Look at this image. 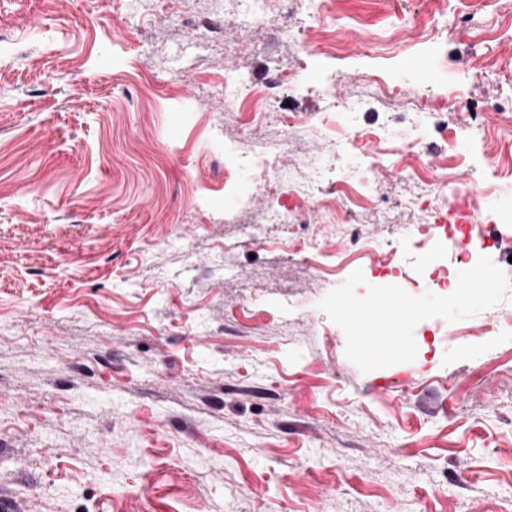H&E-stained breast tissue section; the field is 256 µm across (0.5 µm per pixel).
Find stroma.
Masks as SVG:
<instances>
[{"label": "stroma", "mask_w": 512, "mask_h": 512, "mask_svg": "<svg viewBox=\"0 0 512 512\" xmlns=\"http://www.w3.org/2000/svg\"><path fill=\"white\" fill-rule=\"evenodd\" d=\"M224 2L0 0V512H512V334L484 331L512 322V262L486 251L465 304L435 294L410 244L419 186L376 165L388 213L351 222L377 267L352 272L373 288L404 267L415 312L361 343L372 310L342 288L321 203L269 224L281 190L224 195L225 142L287 137L331 75L371 97L360 127L399 82L481 127L463 160L512 165V109L492 111L512 98V0H278L263 38ZM435 14L446 34L392 39ZM239 70L268 91L261 121L224 109ZM287 139L284 166L332 150Z\"/></svg>", "instance_id": "35a3bbf8"}]
</instances>
